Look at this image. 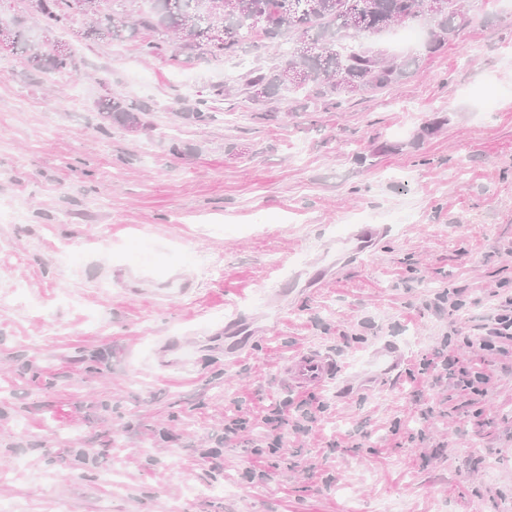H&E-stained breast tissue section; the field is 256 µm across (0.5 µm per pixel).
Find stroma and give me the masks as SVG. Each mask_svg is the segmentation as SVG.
Returning <instances> with one entry per match:
<instances>
[{
	"mask_svg": "<svg viewBox=\"0 0 512 512\" xmlns=\"http://www.w3.org/2000/svg\"><path fill=\"white\" fill-rule=\"evenodd\" d=\"M471 15L398 86L339 110L291 93L276 121L244 94L175 118L232 59L147 61L80 20L79 76L0 58V200L24 212L0 222V512H512V363L478 361L476 403L421 371L512 290V7ZM103 73L148 128L100 129ZM362 227L382 235L345 251ZM172 341L194 365H162ZM304 349L338 366L313 390L281 372ZM304 400L325 412L268 454L264 413ZM232 414L251 432L202 462Z\"/></svg>",
	"mask_w": 512,
	"mask_h": 512,
	"instance_id": "1",
	"label": "stroma"
}]
</instances>
